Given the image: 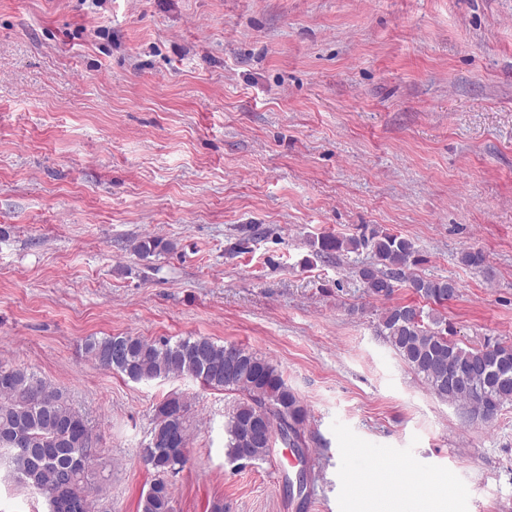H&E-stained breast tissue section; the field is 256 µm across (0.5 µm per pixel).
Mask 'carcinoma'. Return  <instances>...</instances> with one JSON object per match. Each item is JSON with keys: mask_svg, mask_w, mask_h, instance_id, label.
<instances>
[{"mask_svg": "<svg viewBox=\"0 0 512 512\" xmlns=\"http://www.w3.org/2000/svg\"><path fill=\"white\" fill-rule=\"evenodd\" d=\"M315 255L367 249L373 261L358 270L365 292L388 299L406 283L434 305L426 312L413 304L384 310L381 332L403 362L424 380L440 400L467 407L470 418L490 421L512 405V343L487 340L478 347L461 345L454 326L438 308L459 294L452 279L407 274L420 262L413 243L376 229L359 237L325 235L311 244ZM134 251L147 258L171 249L157 237L137 241ZM462 265L479 270L485 253L475 247L461 252ZM121 345L123 356L112 359ZM83 351L97 365L134 382L191 378L231 396L224 407L225 457L231 463L265 459L280 441L303 447L301 427L307 410L288 387L282 372L256 352L208 336L146 339L141 336H88ZM188 409L179 396L155 407L154 426L142 448L144 462L155 473L139 501L141 512H174L169 477L186 463ZM266 428L263 437L256 428ZM90 423L62 394L19 367L0 363V465L49 503L51 512H90L91 496L100 491L98 449L87 446Z\"/></svg>", "mask_w": 512, "mask_h": 512, "instance_id": "carcinoma-1", "label": "carcinoma"}]
</instances>
